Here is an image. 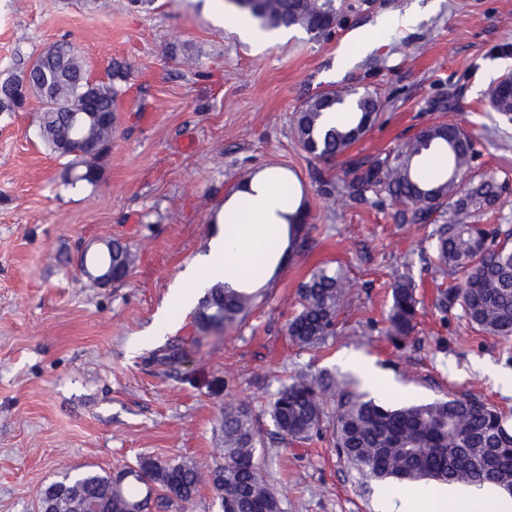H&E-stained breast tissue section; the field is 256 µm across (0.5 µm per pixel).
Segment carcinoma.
<instances>
[{
	"instance_id": "obj_1",
	"label": "carcinoma",
	"mask_w": 512,
	"mask_h": 512,
	"mask_svg": "<svg viewBox=\"0 0 512 512\" xmlns=\"http://www.w3.org/2000/svg\"><path fill=\"white\" fill-rule=\"evenodd\" d=\"M234 13L247 18L257 29L272 32L301 29L312 40L331 34L338 20L336 0H227ZM126 79L117 64L107 82L97 84L96 111H114L121 83ZM88 76L63 81L59 96L44 108L46 121L39 126L43 143L55 151L61 137L78 139L80 132L68 125V110L81 105V92ZM505 80L489 83L483 93L491 111L512 116V94ZM7 92L0 97V112L14 111L11 95L23 97L20 81L12 77L0 83ZM334 109L352 117L347 123L330 125L326 112ZM380 105L369 92L347 95L320 94L296 113L299 142L310 155L329 163L343 155L375 123ZM478 138L456 124L427 127L383 158L360 159L347 164L336 177L338 193L348 202L365 199L366 193H385L406 205L396 213L401 223L432 224L421 242L436 265L461 280L443 293L440 304L461 308L468 323L487 336L512 337V244L485 224L470 218L498 204L502 185L495 173L480 172ZM433 154L443 159L439 172L423 176L419 158ZM101 154H82L81 175L64 176V184L97 182ZM131 268L129 245L112 241V249L82 257L80 271L91 277L109 262ZM301 311L288 323V334L302 347H314L333 332L336 309L349 294L338 270L313 272L299 289ZM252 303V295L218 283L199 299L195 309L198 331L208 334L232 327ZM418 301L411 277L392 284L386 335L404 341L415 330ZM338 399L335 447L352 467L391 488L411 490L431 480L438 484L496 485L512 479V429L496 407L474 397H453L426 404L387 406L365 398L334 376H299L284 385L270 405L269 416L281 440L309 439L318 431L325 405ZM223 458L210 469L211 490L220 512H282L274 489L255 462L262 442L261 430L245 405H228L221 416ZM66 485L69 494L55 502L54 512H78L86 498L100 501L112 512H151L156 507L185 509L200 485L197 468L184 461L160 463L142 460L137 468L124 467L110 473L87 470L64 475L48 487Z\"/></svg>"
}]
</instances>
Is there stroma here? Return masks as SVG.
<instances>
[{"instance_id":"1","label":"stroma","mask_w":512,"mask_h":512,"mask_svg":"<svg viewBox=\"0 0 512 512\" xmlns=\"http://www.w3.org/2000/svg\"><path fill=\"white\" fill-rule=\"evenodd\" d=\"M334 34L297 32L259 47L216 20L213 0H0V80L66 42L103 81L128 77L112 146L96 184L64 185L65 159L41 141L39 102L0 112V512H37L40 490L64 472L109 471L140 460L221 461L225 404H246L267 433L281 383L349 372L366 356L388 404L471 395L512 426V338L488 336L440 310L456 277L418 245L427 224L396 221L398 202L326 192L348 160L394 153L422 129L455 123L479 135L482 169L512 177V122L484 111L488 82L512 72V0H336ZM418 22L378 37L388 14ZM369 91L376 123L335 162L305 152L294 117L315 95ZM275 167L307 217L301 250L256 293L233 328L201 335L192 310L169 305L177 276L207 249L212 218L252 172ZM127 243L128 278L103 287L78 269L81 253ZM342 269L351 285L335 332L301 347L287 324L313 271ZM411 276L418 311L404 343L386 335L391 285ZM171 325L151 336L155 318ZM180 346L176 363L162 361ZM333 415L300 442L267 441L257 458L282 512H378V481L333 445Z\"/></svg>"}]
</instances>
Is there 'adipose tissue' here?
<instances>
[{
  "mask_svg": "<svg viewBox=\"0 0 512 512\" xmlns=\"http://www.w3.org/2000/svg\"><path fill=\"white\" fill-rule=\"evenodd\" d=\"M300 200L295 189L278 181L272 169L254 174L227 197L216 214V232L209 251L192 265L170 298L185 307L196 289L222 283L237 290L265 288L286 261L290 230L285 213L296 211ZM498 512H512V498L491 496L482 489L465 492H426L421 506L406 502V512H485L489 500Z\"/></svg>",
  "mask_w": 512,
  "mask_h": 512,
  "instance_id": "obj_1",
  "label": "adipose tissue"
}]
</instances>
